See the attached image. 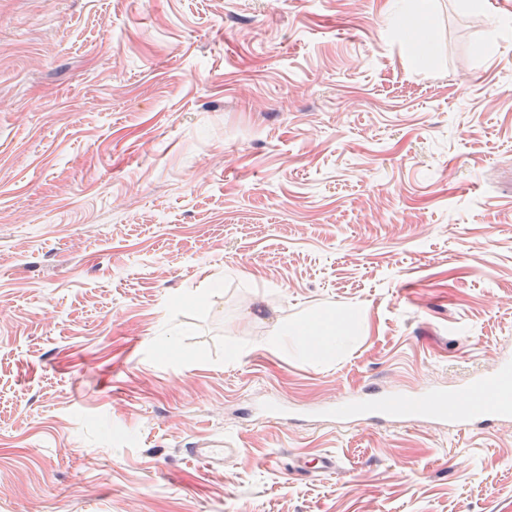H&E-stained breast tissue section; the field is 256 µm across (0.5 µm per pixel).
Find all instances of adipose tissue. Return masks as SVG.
<instances>
[{"instance_id":"1","label":"adipose tissue","mask_w":512,"mask_h":512,"mask_svg":"<svg viewBox=\"0 0 512 512\" xmlns=\"http://www.w3.org/2000/svg\"><path fill=\"white\" fill-rule=\"evenodd\" d=\"M359 318L358 311H325L312 317L275 325L272 346L291 340L305 357L323 359L339 354L347 341L350 324Z\"/></svg>"}]
</instances>
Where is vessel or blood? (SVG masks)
Returning a JSON list of instances; mask_svg holds the SVG:
<instances>
[{"instance_id":"vessel-or-blood-1","label":"vessel or blood","mask_w":512,"mask_h":512,"mask_svg":"<svg viewBox=\"0 0 512 512\" xmlns=\"http://www.w3.org/2000/svg\"><path fill=\"white\" fill-rule=\"evenodd\" d=\"M337 423L388 419L398 423L445 422L456 427L489 425L512 416V361L504 360L492 375L479 377L455 392L420 390L393 397L389 392L336 402ZM189 455L205 464H223L235 453L230 441L207 436L190 442Z\"/></svg>"}]
</instances>
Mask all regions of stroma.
<instances>
[{
  "mask_svg": "<svg viewBox=\"0 0 512 512\" xmlns=\"http://www.w3.org/2000/svg\"><path fill=\"white\" fill-rule=\"evenodd\" d=\"M504 357L512 0H0V512H512V419L325 413ZM360 313L347 310L343 313L325 311L312 317L275 325L269 344L279 346L288 338L297 343L299 353L304 357L324 359L338 355L344 348L348 326L359 319ZM188 454L207 465L215 466L224 463V459L237 453L230 441L217 436L199 438L188 444Z\"/></svg>",
  "mask_w": 512,
  "mask_h": 512,
  "instance_id": "stroma-1",
  "label": "stroma"
}]
</instances>
